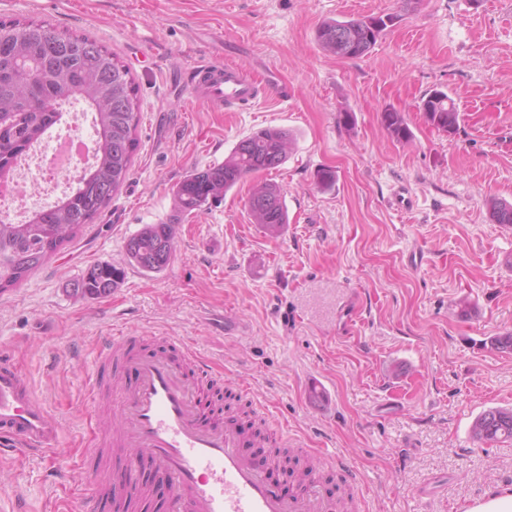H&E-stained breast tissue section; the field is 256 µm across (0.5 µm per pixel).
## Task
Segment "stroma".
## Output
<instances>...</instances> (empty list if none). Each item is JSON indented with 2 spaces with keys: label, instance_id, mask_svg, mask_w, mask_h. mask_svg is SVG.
<instances>
[{
  "label": "stroma",
  "instance_id": "stroma-1",
  "mask_svg": "<svg viewBox=\"0 0 512 512\" xmlns=\"http://www.w3.org/2000/svg\"><path fill=\"white\" fill-rule=\"evenodd\" d=\"M385 13L399 21L364 56L339 58L317 41L326 19ZM0 18L100 40L133 74L141 112L131 174L111 206L0 294V352L63 432L56 461L0 457V483L24 512H113L84 483L88 469L121 463L120 449H88L98 417L117 413L114 376L98 373L97 399L87 385L120 329L139 336L140 354L193 340L198 358L248 385L242 395L201 379L208 421L248 412L269 438L262 457L286 433L317 466L326 502L337 458L359 475L362 512H465L487 490L512 488V443L471 435L482 411L512 407V351L489 343L512 332V224L486 205L512 202V0H0ZM203 54L280 78L287 102L188 103L181 76ZM434 89L454 99L456 133L427 123L420 104ZM388 110L404 116L411 141L388 134ZM270 126L295 140L281 167L181 217L162 272L127 264V240L173 215L178 181ZM328 167L336 186L324 191L316 174ZM266 181L288 206L276 238L248 212ZM99 261L125 265L123 284L71 298L68 284ZM314 375L329 400L310 399Z\"/></svg>",
  "mask_w": 512,
  "mask_h": 512
}]
</instances>
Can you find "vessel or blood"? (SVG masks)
I'll use <instances>...</instances> for the list:
<instances>
[{
    "label": "vessel or blood",
    "instance_id": "b4317fda",
    "mask_svg": "<svg viewBox=\"0 0 512 512\" xmlns=\"http://www.w3.org/2000/svg\"><path fill=\"white\" fill-rule=\"evenodd\" d=\"M184 86L190 97L215 109H242L272 92L287 100L288 91L236 64L207 56L187 68ZM124 335L126 361L134 380L120 404L117 446L148 451L169 477L170 512H330L312 496L313 480L302 475L297 488L280 492L263 464L250 453L234 420L214 425L202 418L197 387L169 354L132 352ZM59 457L63 434L58 421L36 396L25 371L0 357V455L16 450ZM134 459L111 478L87 476L91 494H115L125 502L138 489Z\"/></svg>",
    "mask_w": 512,
    "mask_h": 512
}]
</instances>
